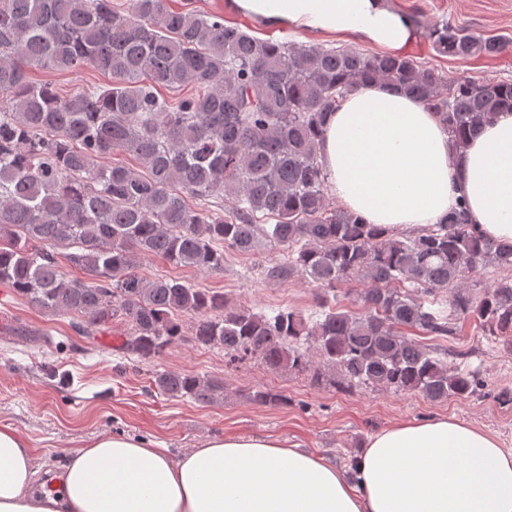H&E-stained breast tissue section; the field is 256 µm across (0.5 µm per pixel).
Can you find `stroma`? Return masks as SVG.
I'll return each instance as SVG.
<instances>
[{
	"mask_svg": "<svg viewBox=\"0 0 512 512\" xmlns=\"http://www.w3.org/2000/svg\"><path fill=\"white\" fill-rule=\"evenodd\" d=\"M189 3L199 10L223 13L226 23L263 40L352 48L368 54L378 51L357 38L263 26L227 9L224 0H170L177 9ZM389 4L403 14L416 15L428 27L448 23L512 41V0H389ZM405 53L449 77L471 73L490 80L512 79V44L495 57L458 59L438 54L419 34ZM28 73L31 81L51 84L62 94L108 81L92 69L60 72L34 66ZM285 255L281 248L251 254L228 249L219 274L177 268L150 256L141 258L140 271L150 278L175 276L191 281L257 313L277 308L310 313L316 289L304 277L269 282L260 273L268 259ZM19 325L28 329V336L12 335V327ZM123 330V324L115 321L95 338L80 337L68 318L33 309L0 285V424L14 426L29 440L38 463L59 464L69 451L101 435L156 442L176 459L217 436L261 435L325 456L346 471L372 434L398 422H423L437 416L470 423L512 448V401L500 397L501 389L512 390V347L485 336L473 319L458 322L452 336L408 333L426 348L447 350L449 360L479 374L478 390L442 402L380 387L345 389L334 385L328 371L317 380L308 372L272 371L257 359L235 360L221 349L190 340L172 345L153 361L141 362L122 353ZM157 370L221 379L224 399L202 406L160 396L152 387ZM264 387L286 395L287 405L254 404L250 393Z\"/></svg>",
	"mask_w": 512,
	"mask_h": 512,
	"instance_id": "35a3bbf8",
	"label": "stroma"
}]
</instances>
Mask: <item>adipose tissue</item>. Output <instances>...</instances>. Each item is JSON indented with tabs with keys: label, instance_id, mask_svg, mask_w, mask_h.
<instances>
[{
	"label": "adipose tissue",
	"instance_id": "ef3b65f1",
	"mask_svg": "<svg viewBox=\"0 0 512 512\" xmlns=\"http://www.w3.org/2000/svg\"><path fill=\"white\" fill-rule=\"evenodd\" d=\"M264 25L357 34L392 53L414 38L388 0H231ZM320 155L342 206L389 231L439 223L465 199L471 224L512 242V110L452 148L439 117L373 83L327 112ZM356 481L323 457L261 436H224L172 459L103 435L42 478L29 442L0 424V512H512V450L453 417L399 422L369 438Z\"/></svg>",
	"mask_w": 512,
	"mask_h": 512
}]
</instances>
